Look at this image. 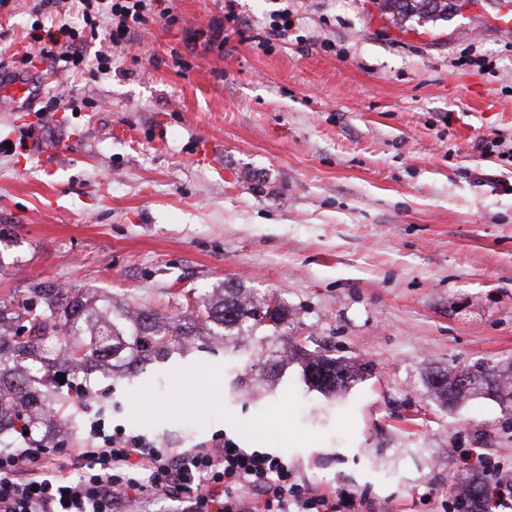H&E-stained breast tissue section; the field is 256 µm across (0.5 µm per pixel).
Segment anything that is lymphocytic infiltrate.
<instances>
[{
	"instance_id": "lymphocytic-infiltrate-1",
	"label": "lymphocytic infiltrate",
	"mask_w": 512,
	"mask_h": 512,
	"mask_svg": "<svg viewBox=\"0 0 512 512\" xmlns=\"http://www.w3.org/2000/svg\"><path fill=\"white\" fill-rule=\"evenodd\" d=\"M83 25H61L40 49L66 68L108 73L112 57L88 65L84 47L101 37L120 47L150 21L176 24L163 0H77ZM98 443L74 448L61 464L48 462L41 441L0 453V512H129L144 500L179 503L181 512H349L352 493L326 494L298 480L287 460L250 451L228 440L179 451L140 436L105 433Z\"/></svg>"
}]
</instances>
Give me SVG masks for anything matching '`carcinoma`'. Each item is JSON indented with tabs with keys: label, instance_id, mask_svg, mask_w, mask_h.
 Returning a JSON list of instances; mask_svg holds the SVG:
<instances>
[{
	"label": "carcinoma",
	"instance_id": "carcinoma-1",
	"mask_svg": "<svg viewBox=\"0 0 512 512\" xmlns=\"http://www.w3.org/2000/svg\"><path fill=\"white\" fill-rule=\"evenodd\" d=\"M381 9L392 21L403 23L410 18L435 23L448 19L458 10L459 0H380ZM36 292L44 300L45 309L34 315L23 337L20 330H11L5 324V308L0 306V430L4 426L33 429L46 417V401L51 388H60L57 373L68 374L70 368L112 362L117 368L126 362L139 363L141 369L165 359L179 340H186L196 329L195 319H178L173 316L142 311L119 319L108 312L89 313L81 298L56 289L37 286ZM202 311L196 319L209 326L212 336L224 343H235L249 336L263 324L277 331L288 317V306L280 299L255 303L240 286H227L221 297L201 302ZM62 336L61 349L67 367L59 370L53 360L41 352V340L47 334ZM305 371L311 385L321 391L341 389L351 378L347 366L336 358L320 352H310L299 347ZM284 358L278 349L269 351L258 378L263 380L275 375ZM481 384L495 394H505L512 400V367L503 376L496 365H485L473 372ZM429 386L433 394L444 400L457 397L461 390L448 370L432 377Z\"/></svg>",
	"mask_w": 512,
	"mask_h": 512
}]
</instances>
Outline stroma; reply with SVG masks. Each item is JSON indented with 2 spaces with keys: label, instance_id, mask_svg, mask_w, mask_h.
<instances>
[{
  "label": "stroma",
  "instance_id": "stroma-1",
  "mask_svg": "<svg viewBox=\"0 0 512 512\" xmlns=\"http://www.w3.org/2000/svg\"><path fill=\"white\" fill-rule=\"evenodd\" d=\"M36 2L0 5V139L28 144L0 151L9 313L42 311L40 283L170 315L232 282L288 305L278 337L245 338L254 363L295 342L360 369L333 395L295 361L244 381L228 349L173 354L136 385L78 370L89 397L48 412L76 420L48 447L56 461L98 420L175 449L220 435L354 493L358 512H458L448 488L476 453L512 467V401L446 403L428 386L451 366L512 363V35L495 0L423 26L395 25L378 0H172L176 27L88 44L111 53L110 74L34 60L13 107ZM284 6L294 29L266 41ZM228 11L222 42L186 45ZM38 19L82 21L74 7ZM467 50L488 70L459 65ZM50 93L59 109L36 116Z\"/></svg>",
  "mask_w": 512,
  "mask_h": 512
}]
</instances>
